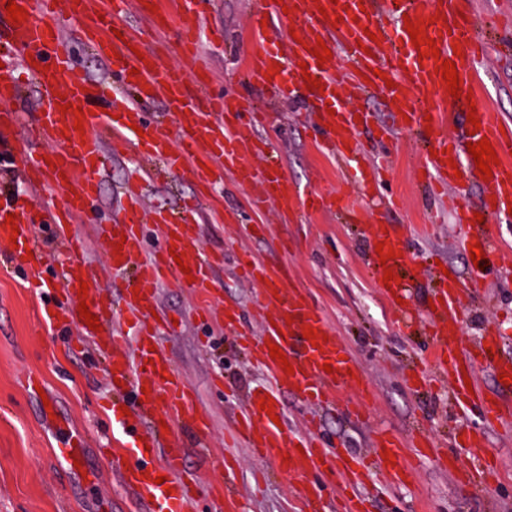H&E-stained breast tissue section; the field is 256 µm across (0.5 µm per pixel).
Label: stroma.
I'll list each match as a JSON object with an SVG mask.
<instances>
[{
	"label": "stroma",
	"instance_id": "stroma-1",
	"mask_svg": "<svg viewBox=\"0 0 512 512\" xmlns=\"http://www.w3.org/2000/svg\"><path fill=\"white\" fill-rule=\"evenodd\" d=\"M252 0H216L211 26L222 28L224 42L205 46L202 64L214 76V89L227 94L245 91L244 60L253 49L248 18ZM493 48L485 64L474 103L488 105L494 115L512 122V53L503 52V38L492 36ZM256 102L274 114L272 149L288 177L302 193L330 194L343 189L344 165L323 154L312 139L318 116L300 92L256 91ZM388 150L392 165L382 187H367L363 202L373 218L396 224L409 251L403 273L409 289L408 319L395 321L367 271L366 245L356 225L342 224L335 213L295 223L280 214L275 202L252 206L256 191L232 180L224 182L226 220L215 223L196 215L191 234L202 252L220 259L210 282L211 312L198 315L195 295L177 283L157 289V304L168 318L159 342L172 363L195 391L194 408L210 424L206 450H198L192 434H184L182 469L196 490V512H227L225 478L246 512H299L293 493L298 480L284 476L276 465L236 446L233 419L247 392L261 380L236 338L224 328V306L235 303L248 312L258 285L243 280L236 267V251L251 249L269 263H285L295 282L309 290L330 328L361 364L375 395L365 422L348 412L342 397L320 411L324 437L351 451L370 447L383 429L400 434L422 427L433 443V456H408L414 470L410 487L382 491L375 512H512V428H491L479 448L450 445L452 431L479 425L477 412L455 414L444 390L416 391L406 382L409 369L422 360L432 339L424 335L419 315L432 282L429 259H437L467 278L469 257L459 245L467 225L430 198L417 183L420 148L407 132H398ZM136 162L125 155L107 161L101 195L91 220L75 227L80 254L94 266L112 302H119L131 277L113 278L104 240L98 229L111 220L114 199ZM199 196L186 174L151 182L150 204L179 211ZM396 198L398 209L388 212L382 199ZM33 224L41 244V274L50 289L61 285V266L43 203L33 208ZM497 244L487 267L489 287L464 316L462 345H469L484 325L499 326L512 355V222L496 219L485 224ZM22 270L0 276V512H146L144 505L120 482L102 449L112 445V422L103 406L110 394L105 362L93 340L77 343L74 329L48 326L40 316L44 299L29 288ZM43 380L41 394L27 391L29 374ZM52 402L61 425L49 422L45 402ZM82 437L92 480H83L59 466L53 447L60 433ZM465 460L489 455L498 461L496 487L481 494L441 469L439 454Z\"/></svg>",
	"mask_w": 512,
	"mask_h": 512
}]
</instances>
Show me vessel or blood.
<instances>
[{"instance_id":"obj_1","label":"vessel or blood","mask_w":512,"mask_h":512,"mask_svg":"<svg viewBox=\"0 0 512 512\" xmlns=\"http://www.w3.org/2000/svg\"><path fill=\"white\" fill-rule=\"evenodd\" d=\"M26 18L14 23L0 0V138L20 177L29 186L57 188L59 203L48 212L55 240L65 248L62 286L58 297L47 304L43 321L53 326L77 328L88 339L103 334L131 340L133 356L113 358L108 378L118 380L122 398L112 401V431L126 451L121 470L123 485L144 503L148 512H193L196 497L180 474L182 449L171 442L165 463H155L150 452L165 428L188 422L198 442H206L208 423L194 413V393L181 373L171 369L162 349L157 348L160 322L154 318L156 290L173 281L190 286L200 304H207L211 264L195 247L190 227L171 219L169 210L145 209L140 198L147 185L161 174L189 173L214 191L232 174L243 185H255L260 196L275 201L286 213L321 210L332 205L347 215H356L353 201L343 195L324 200L312 193L301 197L282 167L273 161L257 168L254 158L268 153L259 136L270 124L268 113L258 111L247 96L215 92L207 76L187 82L185 69L199 64L200 46L212 0H159L158 32L181 45L182 67L166 65L160 55L141 47L140 30L118 25L129 11L146 15V0H15ZM465 0H253L250 29L259 36L248 59L245 80L260 89H305L306 81L317 84L307 92L311 109L320 113L316 125L323 132L324 149L343 162H350L365 148L359 139L369 132L374 139L392 140L394 132L419 134L427 152L420 164L422 177L440 190L460 189L463 184L482 182L480 201L464 209L466 216H502L512 209V126L498 122L484 107L476 122H463L460 133L447 135L442 127L451 101L448 85L437 68L454 63L462 81V95L474 94L486 48L479 34L480 20L464 13ZM75 19L86 45L111 69L108 83L93 81L72 59L70 37L57 20L59 11ZM423 29L434 39L438 56H420L407 31ZM325 43L331 55L318 62L312 53ZM36 83L46 99L40 113L23 118L18 109L22 90ZM359 91L382 97L390 112L386 125L375 123L368 109L349 105L347 93ZM162 98L168 121L147 117L142 100ZM82 130H75V123ZM178 138H171V127ZM489 140L498 162L491 177L482 178L468 143ZM50 148H41V141ZM124 153L135 160L154 161V168H141L126 183L120 195V219L102 228L113 273L134 270L136 281L127 290L120 314H113L94 269L81 259L73 243L78 220L88 217L99 194L108 152ZM16 214L15 225H7L8 214ZM32 209L21 196L0 193V245L9 249L8 263L14 269H30L29 285L44 288L38 271L40 244L30 215ZM154 224L160 229L153 249H146L143 230ZM368 246L385 243L393 258L380 261L370 254L368 266L373 280L392 314L403 312L399 300L406 295L401 272L408 250L394 225L374 221L364 225ZM247 275L259 283L251 312L262 320L259 334L244 325L241 313L225 306L224 326L247 343L258 370L264 377L243 402L235 425L245 447L257 456L280 465L283 473L300 478L299 494L304 512H372L370 477L400 487L411 482L413 473L405 461L407 450L425 453L430 443L424 432L405 438L379 432L372 449L354 454L330 449L318 435L320 422L308 417L303 427L286 423L280 399L289 387L308 406L324 405L336 393L354 394L350 408L362 417L373 396L372 388L353 354L312 302L306 289L294 287L286 265L267 264L242 253ZM393 273L385 283V273ZM431 273L438 286L430 298L424 327L433 343L424 366L413 368L407 377L411 387L423 385L431 376L447 375L452 401L459 412L479 411L481 427L459 434V446H480L488 428L502 423L503 400L482 388L468 390L466 379L485 366L493 374L512 375V359L501 353L503 336L494 326L485 328L469 349H461L464 299L487 287L486 273L470 268L467 279L446 276L440 267ZM88 285L79 296L80 285ZM97 315L100 331H93L79 312L81 302ZM315 329L321 343H312L304 332ZM279 347L281 358L270 355ZM271 403V411L258 407ZM282 424H275L274 416ZM80 437L58 442L54 454L66 465L82 461ZM463 480L489 489L494 470L491 463L462 461ZM164 483H157V476Z\"/></svg>"}]
</instances>
